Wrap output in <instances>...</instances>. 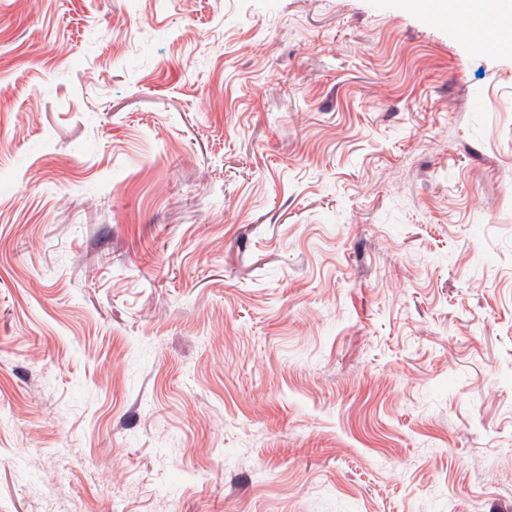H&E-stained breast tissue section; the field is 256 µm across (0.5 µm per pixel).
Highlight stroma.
<instances>
[{"label":"stroma","instance_id":"stroma-1","mask_svg":"<svg viewBox=\"0 0 512 512\" xmlns=\"http://www.w3.org/2000/svg\"><path fill=\"white\" fill-rule=\"evenodd\" d=\"M417 0H0V512H512V48Z\"/></svg>","mask_w":512,"mask_h":512}]
</instances>
